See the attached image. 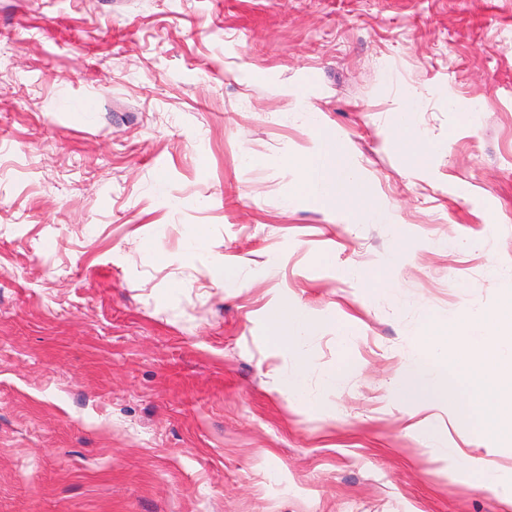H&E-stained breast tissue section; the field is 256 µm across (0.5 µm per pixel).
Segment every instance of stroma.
Segmentation results:
<instances>
[{"mask_svg": "<svg viewBox=\"0 0 512 512\" xmlns=\"http://www.w3.org/2000/svg\"><path fill=\"white\" fill-rule=\"evenodd\" d=\"M321 134L393 223L301 194ZM510 306L512 0H0V512H512L398 393ZM272 325L278 342L288 345L306 336L311 328L310 318L304 311L281 301L272 316Z\"/></svg>", "mask_w": 512, "mask_h": 512, "instance_id": "stroma-1", "label": "stroma"}]
</instances>
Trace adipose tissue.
<instances>
[{"label":"adipose tissue","mask_w":512,"mask_h":512,"mask_svg":"<svg viewBox=\"0 0 512 512\" xmlns=\"http://www.w3.org/2000/svg\"><path fill=\"white\" fill-rule=\"evenodd\" d=\"M303 174L304 193L328 204H342L348 215L372 224H389L393 214L376 200L362 196L357 172L332 136L319 137L313 152L298 161ZM435 354L446 348H461L456 370L466 384L470 405L480 415L488 431L512 438V379L503 370L512 367V317L505 319L481 310L465 311L448 320L445 334L428 339ZM403 398L422 401H449L454 388L435 368L413 364L400 384Z\"/></svg>","instance_id":"obj_1"}]
</instances>
